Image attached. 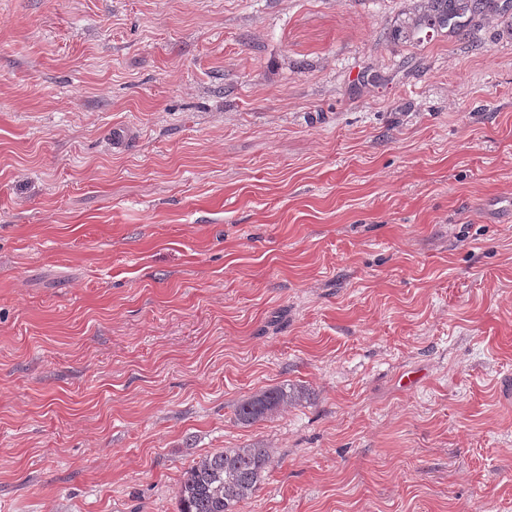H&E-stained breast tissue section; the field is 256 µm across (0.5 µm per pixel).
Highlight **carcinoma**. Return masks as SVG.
<instances>
[{
	"label": "carcinoma",
	"mask_w": 512,
	"mask_h": 512,
	"mask_svg": "<svg viewBox=\"0 0 512 512\" xmlns=\"http://www.w3.org/2000/svg\"><path fill=\"white\" fill-rule=\"evenodd\" d=\"M497 8L495 0H425L422 11L399 34L411 40L428 31L464 27L462 18ZM302 388L278 386L244 399L236 410L244 425L271 418L278 410L306 399ZM274 462L271 449L257 443L224 448L193 462L180 487V512H238L253 497Z\"/></svg>",
	"instance_id": "obj_1"
}]
</instances>
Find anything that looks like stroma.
Listing matches in <instances>:
<instances>
[{"mask_svg": "<svg viewBox=\"0 0 512 512\" xmlns=\"http://www.w3.org/2000/svg\"><path fill=\"white\" fill-rule=\"evenodd\" d=\"M420 2L0 0V512H512V0ZM422 11L398 30L399 35L407 40L428 31L460 30L465 25L460 19L469 14L476 17L491 12L497 8L494 0H425ZM308 394L303 388L278 386L244 399L236 410L237 420L244 425L270 419L278 410L297 405ZM274 462L271 448L247 443L193 462L180 487V512H238L253 497Z\"/></svg>", "mask_w": 512, "mask_h": 512, "instance_id": "obj_1", "label": "stroma"}]
</instances>
